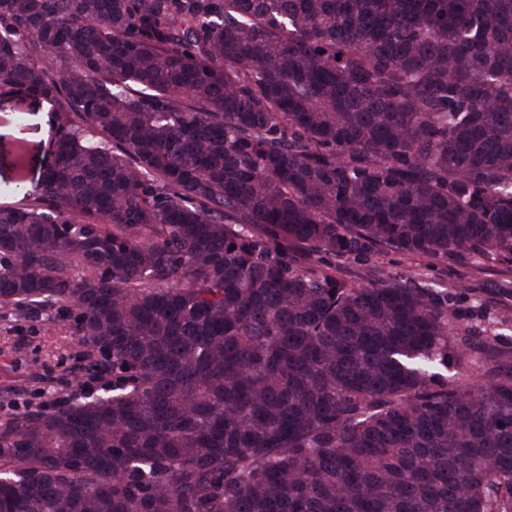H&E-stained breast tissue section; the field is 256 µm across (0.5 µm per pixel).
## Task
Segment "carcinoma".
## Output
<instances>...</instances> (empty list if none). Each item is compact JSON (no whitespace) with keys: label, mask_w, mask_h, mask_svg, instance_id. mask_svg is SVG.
<instances>
[{"label":"carcinoma","mask_w":512,"mask_h":512,"mask_svg":"<svg viewBox=\"0 0 512 512\" xmlns=\"http://www.w3.org/2000/svg\"><path fill=\"white\" fill-rule=\"evenodd\" d=\"M21 90L57 159L0 308L112 389L0 433V512H512V372L444 374L491 338L329 264L512 266V0H0Z\"/></svg>","instance_id":"1"}]
</instances>
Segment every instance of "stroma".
<instances>
[{"label":"stroma","mask_w":512,"mask_h":512,"mask_svg":"<svg viewBox=\"0 0 512 512\" xmlns=\"http://www.w3.org/2000/svg\"><path fill=\"white\" fill-rule=\"evenodd\" d=\"M54 134L55 114L44 102L0 95V207L36 196L53 160ZM380 270L464 297L461 322L512 353V268L474 254L431 261L384 251L363 264H336L338 274L364 285ZM89 364V352L64 313L53 309L25 317L0 310V432L43 405L79 395Z\"/></svg>","instance_id":"1"}]
</instances>
